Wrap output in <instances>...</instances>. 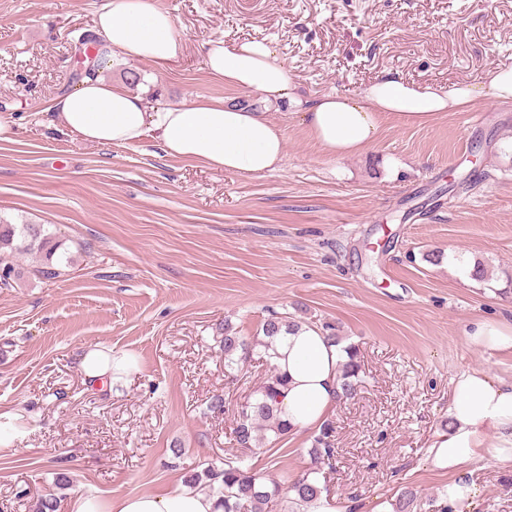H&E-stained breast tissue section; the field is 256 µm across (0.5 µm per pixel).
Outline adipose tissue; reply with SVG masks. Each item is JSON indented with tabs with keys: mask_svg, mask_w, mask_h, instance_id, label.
<instances>
[{
	"mask_svg": "<svg viewBox=\"0 0 512 512\" xmlns=\"http://www.w3.org/2000/svg\"><path fill=\"white\" fill-rule=\"evenodd\" d=\"M93 30L102 42L106 65L117 57L160 65L183 50L174 17L152 0H107ZM204 64L229 87L259 92L268 102H293L312 139L335 158L371 148L390 119L404 126H428L447 113L481 102H512V69L496 68L480 84L460 83L445 91L388 75L355 96L328 92L307 97L290 82L272 44L263 41H208ZM49 110L80 139L128 146L151 134L167 156L224 172L269 173L284 156L282 125L266 113L221 99L199 98L150 111L140 95L95 75L84 77L75 91L54 97ZM465 336L470 346L479 349L512 350V314L476 319ZM275 348L276 364L288 376V385L277 399L280 419L296 433L320 426L336 402L343 361L338 347L318 328L302 325L279 336ZM135 366L131 355L100 344L84 347L79 354L86 381L98 387L113 388ZM448 418V429L437 433L430 446L429 460L433 468L448 474L445 501L456 508L478 495L467 478L471 463L487 459L512 468V381L481 368L463 372L451 384ZM72 508L74 512H218L212 497L188 487L107 502L78 493Z\"/></svg>",
	"mask_w": 512,
	"mask_h": 512,
	"instance_id": "1",
	"label": "adipose tissue"
}]
</instances>
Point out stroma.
<instances>
[{
  "instance_id": "stroma-1",
  "label": "stroma",
  "mask_w": 512,
  "mask_h": 512,
  "mask_svg": "<svg viewBox=\"0 0 512 512\" xmlns=\"http://www.w3.org/2000/svg\"><path fill=\"white\" fill-rule=\"evenodd\" d=\"M106 0H0V217L41 224L72 258L64 276L0 288V412L23 439L0 449V512H36L57 473L71 496L163 494L233 452L237 409L266 374L229 380L225 325L254 336L269 312L337 326L362 383L337 402V505L375 512L413 491L432 512L448 477L428 449L448 428L463 371L512 376V351L469 347L474 319L512 306V103H482L425 127L386 121L368 151L331 158L294 105L276 171L241 175L168 157L151 136L100 146L50 123L47 107L85 70L81 35ZM184 41L174 62L115 60L101 76L147 109L260 94L207 71L203 44L272 42L307 96L354 95L379 77L448 88L512 67V0H155ZM485 283L465 279L474 261ZM101 344L138 369L113 390L86 383L77 357ZM226 409L209 410L214 396ZM313 432L267 440L250 459L281 485L310 466ZM462 512H512V469L483 460ZM25 498H18L19 490Z\"/></svg>"
}]
</instances>
